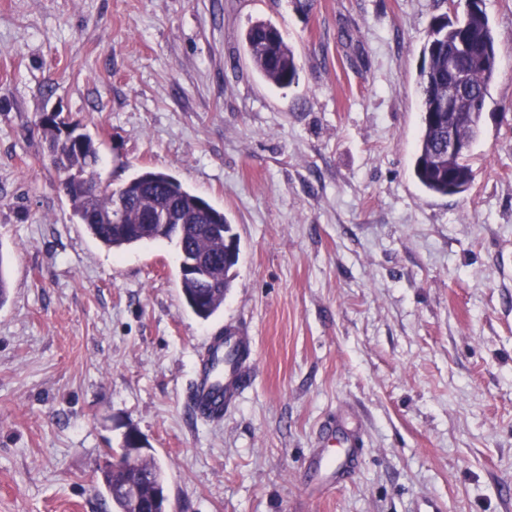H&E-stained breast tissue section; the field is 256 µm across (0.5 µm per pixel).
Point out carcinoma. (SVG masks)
I'll use <instances>...</instances> for the list:
<instances>
[{
	"label": "carcinoma",
	"instance_id": "carcinoma-1",
	"mask_svg": "<svg viewBox=\"0 0 512 512\" xmlns=\"http://www.w3.org/2000/svg\"><path fill=\"white\" fill-rule=\"evenodd\" d=\"M244 43L255 71L268 84L280 89L298 82L299 64L290 45L269 21L249 23ZM457 53V67L467 74V90L458 106L459 113L445 112L435 119L431 111L446 95L453 73L448 55ZM496 39L485 9L472 0L469 8L454 10L432 18L422 49L419 70L421 128L417 139L413 172L429 193L452 196L466 192L473 180L469 155L448 156V129L461 125L476 138L479 120L497 71ZM99 147L85 136L84 145L75 150L61 147L52 164L65 172H96ZM74 215L88 232L105 247L121 251L143 242L174 239L179 251L205 254L214 262L219 288L203 287V279L180 272V284L186 306L199 319L207 321L224 304L232 286L233 269L239 254L227 249L233 240L232 224L224 212L214 206H202L203 198L182 186L173 176L154 170H139L126 184L91 200L88 195L66 192ZM206 224L224 225V235H205ZM129 482L141 484L144 499H151L166 485L165 471L148 447L123 469L100 470L99 483L112 504V512H132L122 489Z\"/></svg>",
	"mask_w": 512,
	"mask_h": 512
}]
</instances>
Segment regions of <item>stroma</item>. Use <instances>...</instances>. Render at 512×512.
<instances>
[{"mask_svg": "<svg viewBox=\"0 0 512 512\" xmlns=\"http://www.w3.org/2000/svg\"><path fill=\"white\" fill-rule=\"evenodd\" d=\"M485 10L474 178L433 196L411 162L440 0H0V512H109L99 469L131 428L171 512H512V0ZM257 19L297 84L253 69ZM45 112L113 187L163 171L224 211L240 259L214 317L186 308L175 243L91 237ZM229 327L251 375L212 420L196 377ZM244 43L255 71L268 84L280 89L298 82L299 64L290 45L269 21H251Z\"/></svg>", "mask_w": 512, "mask_h": 512, "instance_id": "1", "label": "stroma"}]
</instances>
